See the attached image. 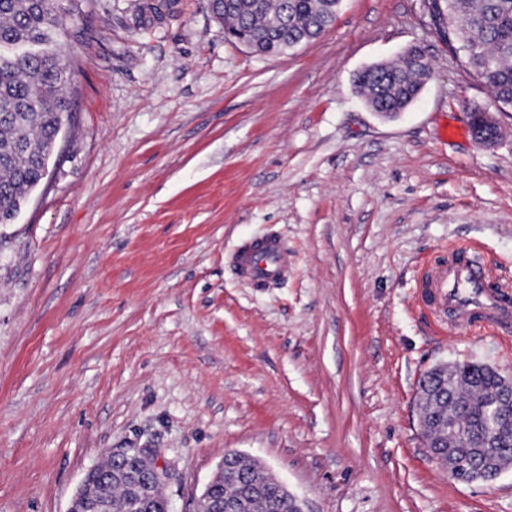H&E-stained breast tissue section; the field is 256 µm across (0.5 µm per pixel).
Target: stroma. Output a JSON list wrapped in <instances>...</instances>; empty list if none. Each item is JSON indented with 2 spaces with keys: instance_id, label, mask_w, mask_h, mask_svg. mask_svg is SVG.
Wrapping results in <instances>:
<instances>
[{
  "instance_id": "obj_1",
  "label": "stroma",
  "mask_w": 512,
  "mask_h": 512,
  "mask_svg": "<svg viewBox=\"0 0 512 512\" xmlns=\"http://www.w3.org/2000/svg\"><path fill=\"white\" fill-rule=\"evenodd\" d=\"M93 0L65 54L72 110L47 178L0 224V512H66L115 448L159 449L173 512L224 456L265 463L307 512H512V470L448 478L418 425L424 374L512 375V329L459 330L425 267L483 246L512 283V112L492 108L423 0H343L279 56L225 41L204 0ZM420 45L436 77L383 117L364 67ZM277 236L258 288L234 251ZM476 125V131L473 138L476 142L491 146L497 141V137L485 133V129L497 126L496 120L491 112L482 107H474L470 112V124Z\"/></svg>"
}]
</instances>
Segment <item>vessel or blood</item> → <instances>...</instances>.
<instances>
[{"instance_id": "vessel-or-blood-1", "label": "vessel or blood", "mask_w": 512, "mask_h": 512, "mask_svg": "<svg viewBox=\"0 0 512 512\" xmlns=\"http://www.w3.org/2000/svg\"><path fill=\"white\" fill-rule=\"evenodd\" d=\"M233 261L240 274L259 287L286 277L290 269L287 249L272 237L246 244L235 253ZM427 285L435 289L442 307L456 312L460 324L512 320V305L503 299L500 285L488 274L477 249H465L452 256Z\"/></svg>"}]
</instances>
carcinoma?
Listing matches in <instances>:
<instances>
[{
	"label": "carcinoma",
	"mask_w": 512,
	"mask_h": 512,
	"mask_svg": "<svg viewBox=\"0 0 512 512\" xmlns=\"http://www.w3.org/2000/svg\"><path fill=\"white\" fill-rule=\"evenodd\" d=\"M342 0H219L211 10L224 32L251 41L262 56H277L319 38L332 24ZM442 40L449 49L463 42L465 69L486 85L502 107H512V0H430ZM71 36L68 17L55 0H0V46L34 45L29 56L0 54V224H9L29 194L45 179L60 117L71 112L72 68L59 38ZM422 49L406 52L382 69L366 67L355 87L377 112L393 115L412 104L424 86ZM499 375L477 362L453 370L432 368L422 380L424 412L433 420L429 436L455 447L478 443L492 426L487 405L500 393ZM459 431L443 437L448 414ZM234 467L262 485L247 512H292L275 478L256 460L238 455ZM109 512H133L130 491L111 483L104 492Z\"/></svg>",
	"instance_id": "1"
}]
</instances>
